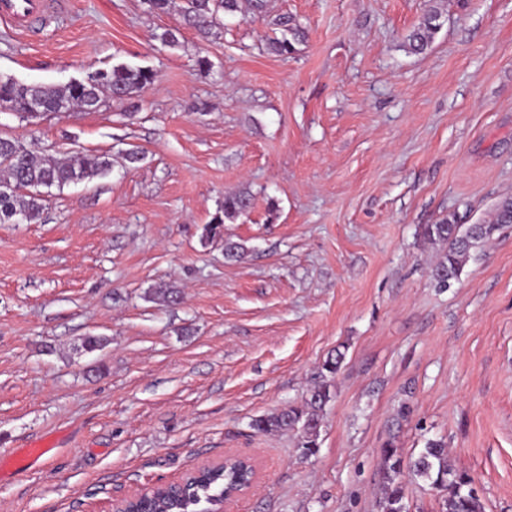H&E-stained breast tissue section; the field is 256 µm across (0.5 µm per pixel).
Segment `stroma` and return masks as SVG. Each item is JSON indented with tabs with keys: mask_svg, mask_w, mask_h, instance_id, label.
Here are the masks:
<instances>
[{
	"mask_svg": "<svg viewBox=\"0 0 512 512\" xmlns=\"http://www.w3.org/2000/svg\"><path fill=\"white\" fill-rule=\"evenodd\" d=\"M437 2L420 54L403 41L428 0H268L263 20L227 16L206 39L184 0L160 15L63 0L31 31L0 22V75H156L34 138L0 112V136L112 157L108 175L53 190L39 223L0 224V459L54 447L0 478V512H111L227 453L259 470L228 512H379L390 439L405 461L444 440L486 512H512V225L447 288L422 234L512 196V0ZM281 16L305 32L282 57L266 49ZM238 192L250 210L204 239ZM163 283L176 301L157 299ZM337 349L313 454L253 429L301 403Z\"/></svg>",
	"mask_w": 512,
	"mask_h": 512,
	"instance_id": "1",
	"label": "stroma"
}]
</instances>
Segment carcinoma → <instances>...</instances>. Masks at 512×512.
<instances>
[{"mask_svg":"<svg viewBox=\"0 0 512 512\" xmlns=\"http://www.w3.org/2000/svg\"><path fill=\"white\" fill-rule=\"evenodd\" d=\"M242 10L241 0H186L184 18L189 25L208 33L220 24L221 17ZM439 13L430 6L417 28L405 40L413 53L424 52L439 29ZM279 35L271 38L269 49L285 55L294 51L301 41V30L284 16L277 23ZM155 81V73L143 67L115 65L106 70L87 74L64 86L54 84H27L11 76L0 75V108L20 118L35 119L31 108L41 115L67 112L79 107L96 112L106 103L133 99ZM112 170V158L87 152H76L57 157L9 137H0V224H13L23 217L29 224L41 221L45 209L42 189L78 184L105 176ZM251 199L247 193L224 195V205L211 223L205 227V239L221 236L225 221H232L246 213ZM506 224H512V197L501 199L492 219L484 224H457L442 220L422 228L424 238L446 246L432 269V277L440 288L458 279L472 253L482 248ZM344 354L329 355L314 377V386L303 403L290 405L276 413L255 420L253 427L260 433L292 432L297 436L301 453L307 456L318 447L321 419L325 406L332 399L331 378L341 368ZM383 460L382 493L378 501L380 512H408L405 503L404 474L413 481H421L433 490L443 493L442 512H485L481 498L468 491L471 477L455 468L446 445L430 440L407 465L394 443L387 441L381 448ZM232 474L203 473L193 476L184 485L147 501L150 512H210L214 503L224 499Z\"/></svg>","mask_w":512,"mask_h":512,"instance_id":"carcinoma-1","label":"carcinoma"}]
</instances>
